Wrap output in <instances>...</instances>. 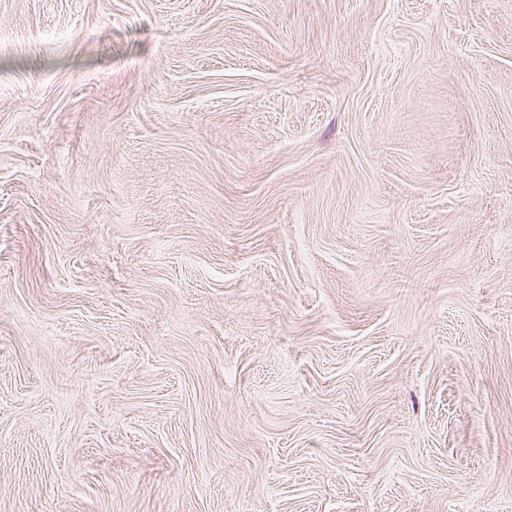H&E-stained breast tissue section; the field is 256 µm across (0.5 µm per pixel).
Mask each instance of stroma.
<instances>
[{
	"label": "stroma",
	"instance_id": "1",
	"mask_svg": "<svg viewBox=\"0 0 512 512\" xmlns=\"http://www.w3.org/2000/svg\"><path fill=\"white\" fill-rule=\"evenodd\" d=\"M0 512H512V0H0Z\"/></svg>",
	"mask_w": 512,
	"mask_h": 512
}]
</instances>
